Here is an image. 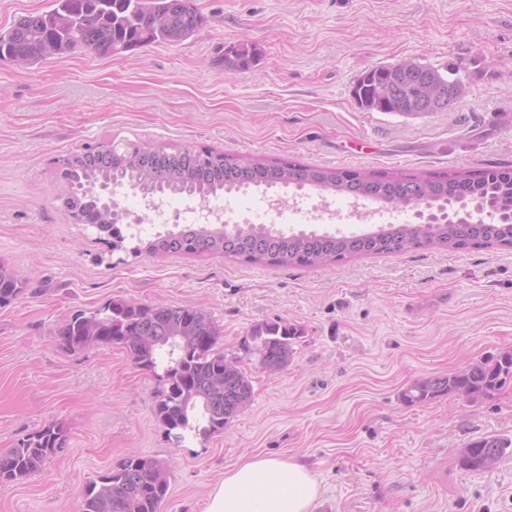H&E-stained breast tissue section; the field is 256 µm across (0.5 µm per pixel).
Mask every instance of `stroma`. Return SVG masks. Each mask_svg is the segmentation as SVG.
I'll return each mask as SVG.
<instances>
[{
    "instance_id": "1",
    "label": "stroma",
    "mask_w": 512,
    "mask_h": 512,
    "mask_svg": "<svg viewBox=\"0 0 512 512\" xmlns=\"http://www.w3.org/2000/svg\"><path fill=\"white\" fill-rule=\"evenodd\" d=\"M191 37L112 57L78 51L0 65V263L28 286L0 307V453L45 426L65 444L39 471L0 483V512H80L84 490L129 455L157 461L161 512H206L242 458L294 459L316 475L311 512H512V455L460 469L461 448L512 438V383L473 401L403 402L413 381L512 349V250L414 249L309 267L221 255H152L134 246L163 226L140 196L115 197L138 224L122 247L72 223L59 161L112 141L214 148L418 177L512 168V0H194ZM254 52L249 68L229 51ZM404 59L454 62L466 86L451 109L403 117L360 108L367 70ZM329 206L317 232L373 230L353 199L274 186L225 195L234 223L271 198ZM113 300L204 308L219 348L248 376L252 401L224 430L168 435L155 416L163 384L117 345L69 348L76 313ZM301 328L288 365L263 369L252 331Z\"/></svg>"
}]
</instances>
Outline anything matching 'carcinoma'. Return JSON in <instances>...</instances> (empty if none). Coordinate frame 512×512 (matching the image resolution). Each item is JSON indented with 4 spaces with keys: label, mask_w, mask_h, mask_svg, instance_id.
Segmentation results:
<instances>
[{
    "label": "carcinoma",
    "mask_w": 512,
    "mask_h": 512,
    "mask_svg": "<svg viewBox=\"0 0 512 512\" xmlns=\"http://www.w3.org/2000/svg\"><path fill=\"white\" fill-rule=\"evenodd\" d=\"M49 11L21 17L0 29V64L36 65L77 49L100 56L119 55L154 43H177L194 34L205 18L194 0H55ZM403 62L374 67L356 81L352 93L369 111L391 113L394 103L386 87L421 106L427 85L405 74ZM61 176L71 185L64 207L76 224H91L122 239L109 210L95 194L99 185L126 184L135 192L179 195L209 202L224 193L250 187L309 185L377 201L404 200L421 206L442 200L497 201L512 196V169H481L424 178L387 172L360 173L297 162L270 163L261 158L238 159L211 148L161 150L138 155L121 149L75 153L62 162ZM512 245V224H440L424 232L409 224H384L371 234H290L265 224H224L203 228L191 224L179 232L159 235L146 243L152 254H222L250 263L311 265L345 257L397 254L415 247L447 249ZM26 281L0 264V306L19 298ZM300 328L266 322L252 331L254 354L262 368L276 372L288 365ZM66 345H119L134 363L149 371L163 366L164 390L155 415L168 430H224L250 402L252 387L245 373L218 349L220 333L205 310L192 306L148 305L111 301L91 317L75 314L61 331ZM512 381V349L489 363L448 375L422 378L402 392L414 405L440 396H487ZM63 431L53 425L20 439L0 455V483L21 481L62 448ZM474 459L457 461L467 471H484L486 459L498 462L512 449V438L483 437L470 444ZM168 483L161 465L130 456L90 483L81 512H160Z\"/></svg>",
    "instance_id": "1"
}]
</instances>
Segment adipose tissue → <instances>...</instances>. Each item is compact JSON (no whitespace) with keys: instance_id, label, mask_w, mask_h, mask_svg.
<instances>
[{"instance_id":"adipose-tissue-1","label":"adipose tissue","mask_w":512,"mask_h":512,"mask_svg":"<svg viewBox=\"0 0 512 512\" xmlns=\"http://www.w3.org/2000/svg\"><path fill=\"white\" fill-rule=\"evenodd\" d=\"M319 494L320 484L306 466L257 456L225 474L206 512H311Z\"/></svg>"}]
</instances>
